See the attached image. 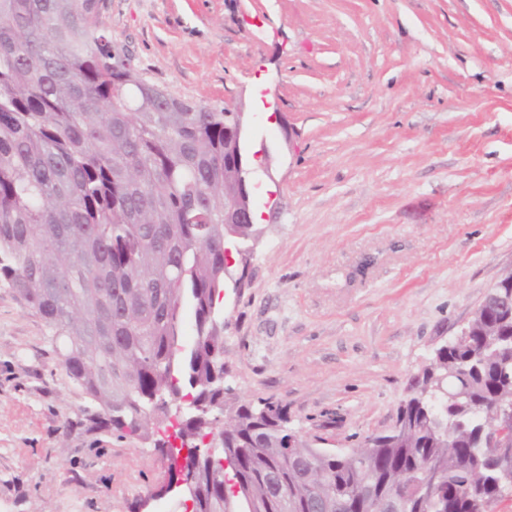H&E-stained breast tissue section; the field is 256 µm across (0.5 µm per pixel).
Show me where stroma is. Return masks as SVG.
Here are the masks:
<instances>
[{"instance_id":"1","label":"stroma","mask_w":512,"mask_h":512,"mask_svg":"<svg viewBox=\"0 0 512 512\" xmlns=\"http://www.w3.org/2000/svg\"><path fill=\"white\" fill-rule=\"evenodd\" d=\"M114 46L270 152L224 368L320 448L388 431L512 273V0H107ZM0 285V512H142L170 459L118 436Z\"/></svg>"}]
</instances>
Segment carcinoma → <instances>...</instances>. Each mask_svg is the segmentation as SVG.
I'll return each instance as SVG.
<instances>
[{"mask_svg":"<svg viewBox=\"0 0 512 512\" xmlns=\"http://www.w3.org/2000/svg\"><path fill=\"white\" fill-rule=\"evenodd\" d=\"M106 0H0V284L52 332L112 431L147 435L182 401L189 447L213 433L252 512H495L512 403V304L502 278L461 341L436 349L385 434L323 453L288 408L225 385L224 223L237 183L235 113L145 81L112 46ZM194 337L183 341L184 312ZM194 512H231L226 468L193 460Z\"/></svg>","mask_w":512,"mask_h":512,"instance_id":"carcinoma-1","label":"carcinoma"}]
</instances>
